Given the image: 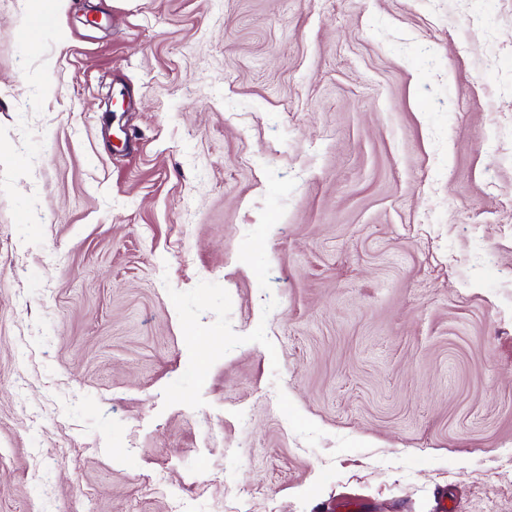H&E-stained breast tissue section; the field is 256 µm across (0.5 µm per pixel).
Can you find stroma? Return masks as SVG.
I'll use <instances>...</instances> for the list:
<instances>
[{
    "label": "stroma",
    "mask_w": 512,
    "mask_h": 512,
    "mask_svg": "<svg viewBox=\"0 0 512 512\" xmlns=\"http://www.w3.org/2000/svg\"><path fill=\"white\" fill-rule=\"evenodd\" d=\"M0 512H512V0H0Z\"/></svg>",
    "instance_id": "1"
}]
</instances>
